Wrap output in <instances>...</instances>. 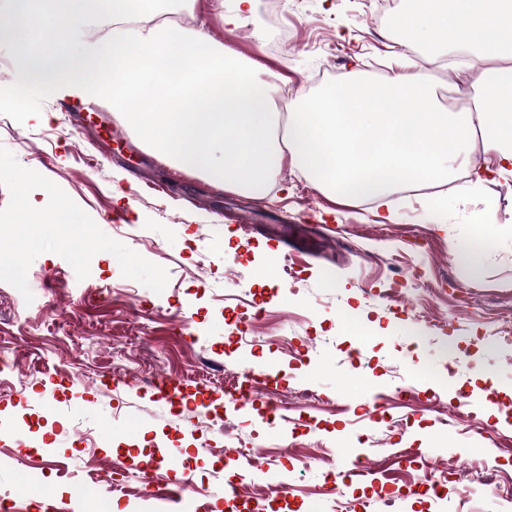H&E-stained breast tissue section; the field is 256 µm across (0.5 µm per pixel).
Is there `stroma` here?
Here are the masks:
<instances>
[{
  "instance_id": "35a3bbf8",
  "label": "stroma",
  "mask_w": 512,
  "mask_h": 512,
  "mask_svg": "<svg viewBox=\"0 0 512 512\" xmlns=\"http://www.w3.org/2000/svg\"><path fill=\"white\" fill-rule=\"evenodd\" d=\"M232 0H166L172 24L210 23L215 39L257 61L288 98H311L352 63L381 81L394 54L436 96L462 94L468 70L439 74L427 54L433 31L404 35L409 0H255L240 26L220 15ZM295 40L267 46L273 26ZM16 48L0 43V147L61 187L108 236L166 269L162 293L122 276L96 254L78 279L61 256L32 262L25 301L0 282V512H43L16 480L26 467L55 508L98 481L118 512H220L241 460L253 512H266L286 475L289 512H512L493 482L512 481V182L469 193L467 175L447 184V207L424 194L390 195L399 214L379 223L371 202H348L282 167L266 194L213 185L166 163L119 114L100 128L60 111L68 87L16 100ZM47 113L44 121L36 113ZM148 169L170 197L131 183ZM128 204L118 208L113 195ZM492 202L496 223L472 214ZM283 224L320 228L317 258L286 257L268 245ZM481 246L468 277L457 252ZM260 301L249 340L229 324ZM266 373L284 422L233 405L171 408L152 383L165 377L220 398L244 374ZM118 443L117 455L107 451ZM143 445L155 484L191 477L182 502L143 493L127 449ZM453 469L441 498L412 493L417 477Z\"/></svg>"
}]
</instances>
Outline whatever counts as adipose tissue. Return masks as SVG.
<instances>
[{
  "mask_svg": "<svg viewBox=\"0 0 512 512\" xmlns=\"http://www.w3.org/2000/svg\"><path fill=\"white\" fill-rule=\"evenodd\" d=\"M411 2L405 31L435 29L474 55L464 111L437 104L417 74L379 83L354 68L315 98L286 103L282 143L273 132L278 87L229 63L206 22H161L159 0H14L0 42L18 48L21 93L85 88L181 171L261 195L287 162L338 197L374 202L384 223L395 219L394 190L449 182L457 162L483 183L475 154L512 179V0ZM34 14L48 34L33 35ZM93 18L89 44L73 49L68 35Z\"/></svg>",
  "mask_w": 512,
  "mask_h": 512,
  "instance_id": "obj_1",
  "label": "adipose tissue"
}]
</instances>
